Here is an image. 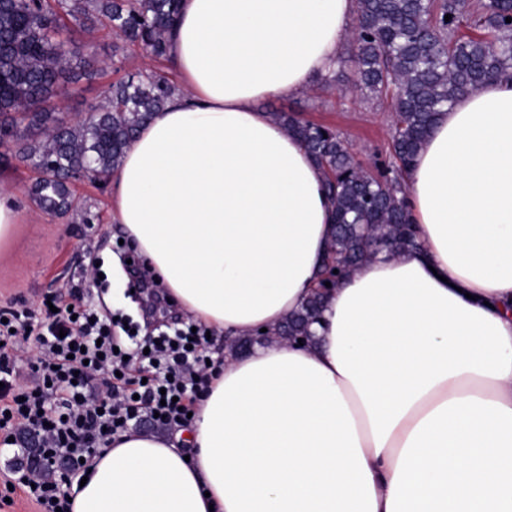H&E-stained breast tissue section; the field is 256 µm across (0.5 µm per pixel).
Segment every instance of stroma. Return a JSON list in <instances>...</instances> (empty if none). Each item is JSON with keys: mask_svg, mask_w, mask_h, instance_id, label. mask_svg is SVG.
Segmentation results:
<instances>
[{"mask_svg": "<svg viewBox=\"0 0 512 512\" xmlns=\"http://www.w3.org/2000/svg\"><path fill=\"white\" fill-rule=\"evenodd\" d=\"M74 38L80 52L94 57L96 73L75 79L50 106L75 122L102 104L118 71L171 70L168 61H156L141 48L118 44L105 28L78 32ZM356 80L354 68L348 65L337 70L331 87L318 84L297 97L264 100L260 107L335 129L350 144L355 161L369 168L376 153L388 146L392 112L384 99L361 97L354 88ZM33 179V172L17 161L0 163V186L18 192L21 209L11 243L0 249V309L33 310L41 307L45 297L72 285L80 299L109 308L133 330H141L145 316L141 303L124 292L113 294L110 278L92 283L86 276L92 262L119 249L121 232L110 220L108 187L76 182L78 210L52 216L33 201L29 192Z\"/></svg>", "mask_w": 512, "mask_h": 512, "instance_id": "1", "label": "stroma"}]
</instances>
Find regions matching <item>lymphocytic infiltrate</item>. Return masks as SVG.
<instances>
[{"mask_svg":"<svg viewBox=\"0 0 512 512\" xmlns=\"http://www.w3.org/2000/svg\"><path fill=\"white\" fill-rule=\"evenodd\" d=\"M42 312H10L0 322V435L11 438L18 461L11 485L39 512H70L87 462L116 435L147 420L181 427L207 384L205 331L173 329L158 338L116 335L115 320L90 306L51 296ZM39 355L28 376L16 368L25 343ZM54 464L35 474L29 450Z\"/></svg>","mask_w":512,"mask_h":512,"instance_id":"f902f5d3","label":"lymphocytic infiltrate"}]
</instances>
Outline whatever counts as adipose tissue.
Here are the masks:
<instances>
[{
	"mask_svg": "<svg viewBox=\"0 0 512 512\" xmlns=\"http://www.w3.org/2000/svg\"><path fill=\"white\" fill-rule=\"evenodd\" d=\"M355 0H182L177 89L110 182V220L179 313L271 337L226 355L168 435L93 458L72 512H512V79L442 112L405 180L418 248L315 292L325 171L259 101L336 67ZM322 304V294L311 296L306 304L293 312L276 330L275 337L283 341H295L311 336L310 326L317 319Z\"/></svg>",
	"mask_w": 512,
	"mask_h": 512,
	"instance_id": "ef3b65f1",
	"label": "adipose tissue"
}]
</instances>
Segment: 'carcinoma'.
<instances>
[{
  "label": "carcinoma",
  "instance_id": "carcinoma-1",
  "mask_svg": "<svg viewBox=\"0 0 512 512\" xmlns=\"http://www.w3.org/2000/svg\"><path fill=\"white\" fill-rule=\"evenodd\" d=\"M180 0H0V147L38 177L31 195L44 211L76 207L74 180L105 184L137 131L161 111L175 85L159 70L122 75L96 115L79 123L44 105L93 61L73 50L74 28H110L125 43L168 59L167 36ZM451 15L445 20V15ZM512 0H356L349 52L358 89L393 112L388 156L367 170L332 128L286 112L273 118L294 133L326 173L335 199L334 232L320 287L386 249L418 243L405 207L410 169L443 108L512 72ZM322 294L311 296L275 337H309Z\"/></svg>",
  "mask_w": 512,
  "mask_h": 512
}]
</instances>
